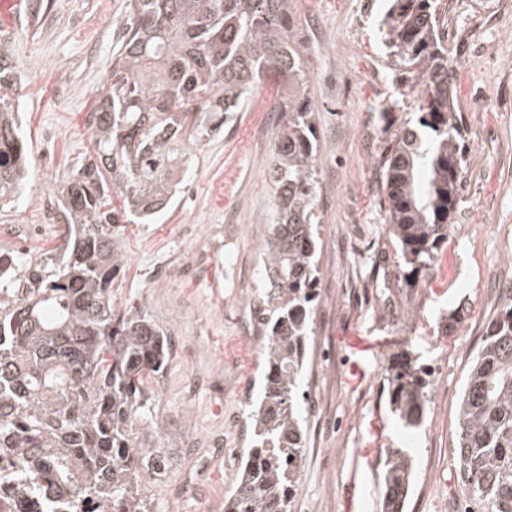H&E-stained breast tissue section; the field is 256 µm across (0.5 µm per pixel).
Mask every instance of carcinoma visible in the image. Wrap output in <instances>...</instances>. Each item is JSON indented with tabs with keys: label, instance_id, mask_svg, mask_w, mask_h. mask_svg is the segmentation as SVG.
Returning a JSON list of instances; mask_svg holds the SVG:
<instances>
[{
	"label": "carcinoma",
	"instance_id": "cac0c4a2",
	"mask_svg": "<svg viewBox=\"0 0 512 512\" xmlns=\"http://www.w3.org/2000/svg\"><path fill=\"white\" fill-rule=\"evenodd\" d=\"M119 46L90 112L95 153L54 196L63 244L40 259L0 253V488L33 512H149L132 425L165 368L166 333L146 314L112 311L124 259L112 225L152 219L174 174L252 90L276 85L272 209L262 255L263 383L224 512H291L306 443L303 379L319 275L321 191L311 74L292 0H126ZM437 0H393L381 23L396 63L419 88L381 155L388 230L410 265L427 267L454 230L464 159ZM0 45V200L18 192L29 155ZM116 191L123 209L105 210ZM431 372L413 351L383 365L391 412L419 427ZM460 512H512V288L474 352L456 423ZM381 512H403L412 477L404 448L384 452Z\"/></svg>",
	"mask_w": 512,
	"mask_h": 512
}]
</instances>
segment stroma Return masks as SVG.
<instances>
[{
	"label": "stroma",
	"mask_w": 512,
	"mask_h": 512,
	"mask_svg": "<svg viewBox=\"0 0 512 512\" xmlns=\"http://www.w3.org/2000/svg\"><path fill=\"white\" fill-rule=\"evenodd\" d=\"M466 154L456 230L434 262L407 264L388 230L378 160L417 93L380 24L389 0H293L316 110L318 299L304 389L306 448L292 512H379L387 448L414 463L405 512H458L457 402L473 353L512 288V0H439ZM126 0H0L32 175L0 209V247L40 258L60 242L51 201L92 145L87 119L108 74ZM279 113H238L197 146L183 190L151 224H118L112 307L168 333L133 438L150 512H224L262 376L254 313L272 206ZM412 342L432 369L430 406L406 429L383 391L385 358Z\"/></svg>",
	"instance_id": "stroma-1"
}]
</instances>
